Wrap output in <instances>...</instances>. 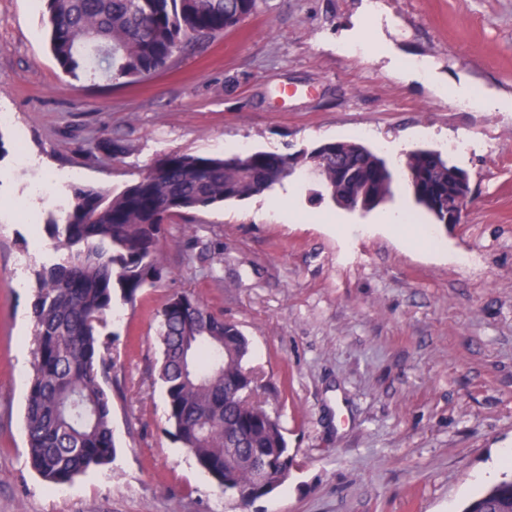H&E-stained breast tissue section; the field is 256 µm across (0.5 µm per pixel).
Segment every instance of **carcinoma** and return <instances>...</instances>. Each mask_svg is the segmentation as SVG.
Returning <instances> with one entry per match:
<instances>
[{
    "instance_id": "cac0c4a2",
    "label": "carcinoma",
    "mask_w": 512,
    "mask_h": 512,
    "mask_svg": "<svg viewBox=\"0 0 512 512\" xmlns=\"http://www.w3.org/2000/svg\"><path fill=\"white\" fill-rule=\"evenodd\" d=\"M266 0H46L49 50L58 68L90 76L80 47L112 50L107 76L140 80L173 58L258 13ZM302 155L268 151L224 157L173 153L153 161L117 193L72 188L65 223L46 228L66 251L36 272L33 374L26 401L27 455L48 483L62 487L115 453L112 398L104 388L101 328L115 299L136 300L161 281L164 224L275 189L308 166L329 197L371 211L392 196L390 162L355 141H329ZM400 166L414 204L444 222L452 165L418 149ZM167 420L176 439L219 487L287 480L293 458L283 428L264 402L246 396L249 343L234 323L213 314L192 292L172 295L160 312ZM463 512H512V477L469 501Z\"/></svg>"
}]
</instances>
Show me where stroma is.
Wrapping results in <instances>:
<instances>
[{
  "mask_svg": "<svg viewBox=\"0 0 512 512\" xmlns=\"http://www.w3.org/2000/svg\"><path fill=\"white\" fill-rule=\"evenodd\" d=\"M146 79L75 81L45 0H0V512H241L167 422L158 314L198 295L249 342L295 457L250 512H461L512 448V0H271ZM334 140L388 160L431 147L465 170L463 223L411 224L404 172L350 211L297 173L165 226L167 276L115 301V455L66 486L24 431L33 271L59 262L48 218L74 185L113 192L172 153H292Z\"/></svg>",
  "mask_w": 512,
  "mask_h": 512,
  "instance_id": "1",
  "label": "stroma"
}]
</instances>
